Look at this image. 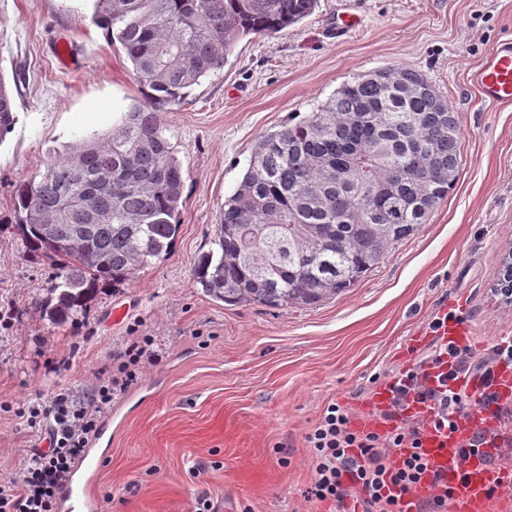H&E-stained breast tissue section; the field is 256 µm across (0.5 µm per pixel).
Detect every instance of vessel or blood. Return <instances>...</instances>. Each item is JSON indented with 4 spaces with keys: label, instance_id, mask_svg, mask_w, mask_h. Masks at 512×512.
Returning <instances> with one entry per match:
<instances>
[{
    "label": "vessel or blood",
    "instance_id": "b4317fda",
    "mask_svg": "<svg viewBox=\"0 0 512 512\" xmlns=\"http://www.w3.org/2000/svg\"><path fill=\"white\" fill-rule=\"evenodd\" d=\"M481 99L488 104L512 103V37L502 39L484 58L474 75ZM461 434L447 437L433 434L427 439L426 450L435 467L448 482H455L458 469L469 474L467 483L461 488L459 498L465 512H486V491L494 481L492 470L481 460L469 458L459 461L457 450L461 446Z\"/></svg>",
    "mask_w": 512,
    "mask_h": 512
}]
</instances>
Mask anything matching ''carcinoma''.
<instances>
[{"mask_svg":"<svg viewBox=\"0 0 512 512\" xmlns=\"http://www.w3.org/2000/svg\"><path fill=\"white\" fill-rule=\"evenodd\" d=\"M318 2L94 0L92 22L125 52L143 99L16 184L28 253L62 271L39 299L43 319L74 320L98 290L169 253L183 170L163 112L223 71L243 38L296 25ZM16 122L0 74V137ZM460 167L458 117L424 74L389 66L353 76L306 119L260 136L195 281L230 306L317 305L427 223Z\"/></svg>","mask_w":512,"mask_h":512,"instance_id":"cac0c4a2","label":"carcinoma"}]
</instances>
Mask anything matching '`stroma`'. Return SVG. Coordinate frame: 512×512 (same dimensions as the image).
<instances>
[{
	"label": "stroma",
	"mask_w": 512,
	"mask_h": 512,
	"mask_svg": "<svg viewBox=\"0 0 512 512\" xmlns=\"http://www.w3.org/2000/svg\"><path fill=\"white\" fill-rule=\"evenodd\" d=\"M92 12V0H0V74L17 115L0 138V484L41 446L16 409L61 390L84 397L145 336L154 352L85 447L99 471L89 506L74 512H195L202 496L219 512H335L303 496L313 476L305 434L326 405L377 426L375 378L419 366L437 314L463 318V346L486 363L512 337V305L492 288L512 244V104L485 105L472 80L492 46L512 37V0H320L300 24L241 40L221 74L164 115L184 170L168 256L52 327L34 299L58 271L29 257L15 186L43 172L49 151L109 131L140 97L130 61ZM345 13L361 25L340 35ZM62 40L78 66L58 61ZM394 64L426 74L458 116L455 190L332 299L270 309L205 296L194 268L259 137L304 119L353 75Z\"/></svg>",
	"instance_id": "1"
}]
</instances>
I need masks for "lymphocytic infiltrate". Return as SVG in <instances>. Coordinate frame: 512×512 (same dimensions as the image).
<instances>
[{
    "instance_id": "1",
    "label": "lymphocytic infiltrate",
    "mask_w": 512,
    "mask_h": 512,
    "mask_svg": "<svg viewBox=\"0 0 512 512\" xmlns=\"http://www.w3.org/2000/svg\"><path fill=\"white\" fill-rule=\"evenodd\" d=\"M151 344L147 337L132 340L115 371L103 373L86 400L59 392L18 409L47 447L23 459L18 480L0 485V512H56L73 461L96 434L113 396L137 381ZM493 355L492 363H478L467 348L440 339L421 369L405 370L390 382L380 430L356 427L343 405L328 404L305 435L313 472L306 501L334 503L336 512H452L467 474L459 472L454 484L444 480L425 450V431H456L471 399L486 407L497 403L495 368L512 366V339L496 343ZM423 486L430 495L410 502Z\"/></svg>"
}]
</instances>
